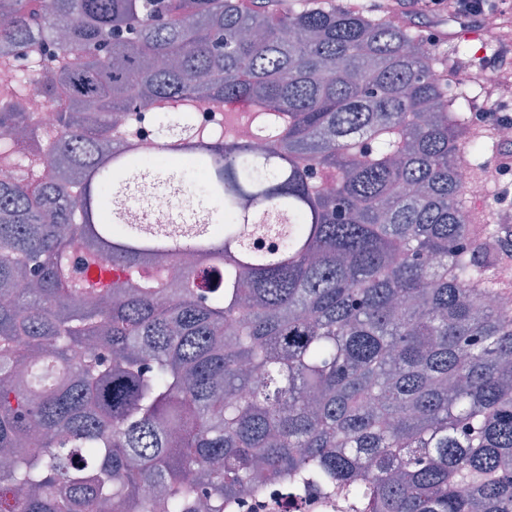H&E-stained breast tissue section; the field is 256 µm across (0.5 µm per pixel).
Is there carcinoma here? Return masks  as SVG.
Wrapping results in <instances>:
<instances>
[{
  "mask_svg": "<svg viewBox=\"0 0 512 512\" xmlns=\"http://www.w3.org/2000/svg\"><path fill=\"white\" fill-rule=\"evenodd\" d=\"M0 59L36 45L0 152V512H244L270 486L335 512H512V224L457 171L485 143L462 79L402 17L335 0H0ZM248 103L194 121L196 103ZM151 112L161 157L131 150ZM212 142L185 153L176 138ZM187 158L174 167L167 156ZM197 174L222 208L196 267L116 197ZM288 215L232 258L244 199ZM366 479L358 478L365 466Z\"/></svg>",
  "mask_w": 512,
  "mask_h": 512,
  "instance_id": "obj_1",
  "label": "carcinoma"
}]
</instances>
